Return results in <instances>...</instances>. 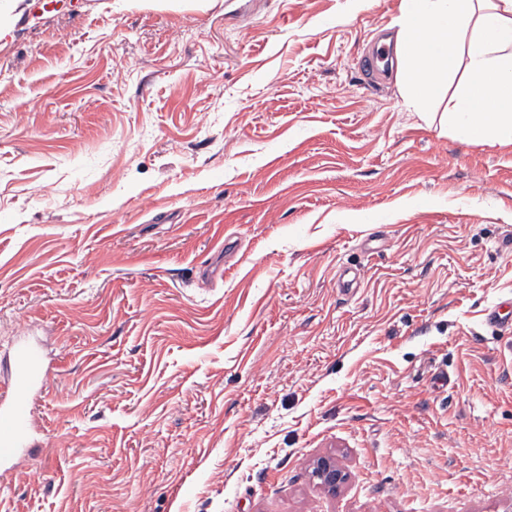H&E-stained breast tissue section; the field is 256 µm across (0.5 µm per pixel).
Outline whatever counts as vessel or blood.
<instances>
[{
	"label": "vessel or blood",
	"instance_id": "b4317fda",
	"mask_svg": "<svg viewBox=\"0 0 512 512\" xmlns=\"http://www.w3.org/2000/svg\"><path fill=\"white\" fill-rule=\"evenodd\" d=\"M12 365V392L0 400V465L20 454L33 428L30 398L46 376L37 350L22 340L13 349Z\"/></svg>",
	"mask_w": 512,
	"mask_h": 512
}]
</instances>
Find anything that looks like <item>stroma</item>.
Here are the masks:
<instances>
[{"label":"stroma","instance_id":"stroma-1","mask_svg":"<svg viewBox=\"0 0 512 512\" xmlns=\"http://www.w3.org/2000/svg\"><path fill=\"white\" fill-rule=\"evenodd\" d=\"M24 3L0 363L47 377L0 512H512V147L371 69L400 0ZM313 469H315L313 478L317 481V484L330 492L335 493L346 482V473L336 462L334 456L325 455L319 457Z\"/></svg>","mask_w":512,"mask_h":512}]
</instances>
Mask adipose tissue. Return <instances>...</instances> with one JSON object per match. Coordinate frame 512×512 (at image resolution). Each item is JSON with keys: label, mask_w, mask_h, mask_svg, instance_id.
Masks as SVG:
<instances>
[{"label": "adipose tissue", "mask_w": 512, "mask_h": 512, "mask_svg": "<svg viewBox=\"0 0 512 512\" xmlns=\"http://www.w3.org/2000/svg\"><path fill=\"white\" fill-rule=\"evenodd\" d=\"M393 48L409 110L426 117L449 80L442 123L512 146V0H403Z\"/></svg>", "instance_id": "1"}]
</instances>
